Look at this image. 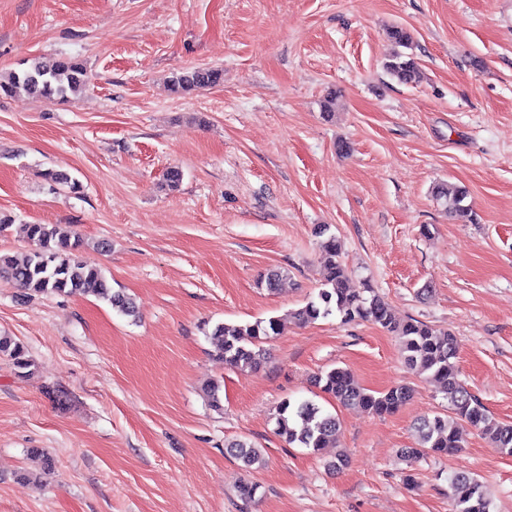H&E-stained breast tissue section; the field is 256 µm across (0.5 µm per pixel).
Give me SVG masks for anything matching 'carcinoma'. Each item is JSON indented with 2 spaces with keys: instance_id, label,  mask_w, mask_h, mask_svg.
<instances>
[{
  "instance_id": "1",
  "label": "carcinoma",
  "mask_w": 512,
  "mask_h": 512,
  "mask_svg": "<svg viewBox=\"0 0 512 512\" xmlns=\"http://www.w3.org/2000/svg\"><path fill=\"white\" fill-rule=\"evenodd\" d=\"M387 36L395 45L385 63L387 73L401 84L416 82L419 68L412 53V35L403 27L393 26ZM221 76L216 69L197 67L175 76L172 84L175 91L189 93L218 83ZM88 80L86 67L71 58H63L50 68L33 60L21 69L0 73V96L12 97L22 91L50 103L65 101L78 93ZM43 178L54 190L65 187L73 194L81 193V183L66 173L47 169ZM433 193L451 218L465 224L477 223L476 213L466 204L465 189L442 184L436 186ZM21 232L30 245L29 252L21 260L0 255V274L10 276L24 290L25 296H77L91 292L122 314L137 317L134 299L122 290H113L102 269L83 257L89 247L101 252L110 250L108 240L90 245L77 233H61L56 224H23ZM315 235L320 238L322 287L316 297L293 312V319L305 324L335 314L343 323L372 322L398 339L410 369L426 381L439 384L448 396L450 413L419 419L415 425V447L401 449V456L415 460L461 447L460 427L464 424L480 430L489 436L495 447L512 455V424L496 421L459 379L456 338L444 329L421 321L396 318L384 297L368 285L351 287L336 237L325 225L318 226ZM281 330L282 322L275 317L246 324L219 323L209 333L216 346L215 360L239 372L256 371L264 359L263 344ZM0 358L9 361L19 376L32 374L34 361L28 351L7 333H0ZM314 385L341 407L380 416L395 412L412 396L411 387L404 384L383 392L369 391L343 368L316 375ZM339 431L336 415L311 399H288L275 416L274 434L290 446L308 448L314 453L336 447ZM224 448L248 470L264 465L262 450L249 440H233L224 444ZM448 498L451 512H490L491 500L486 486L474 475H454L449 483Z\"/></svg>"
}]
</instances>
